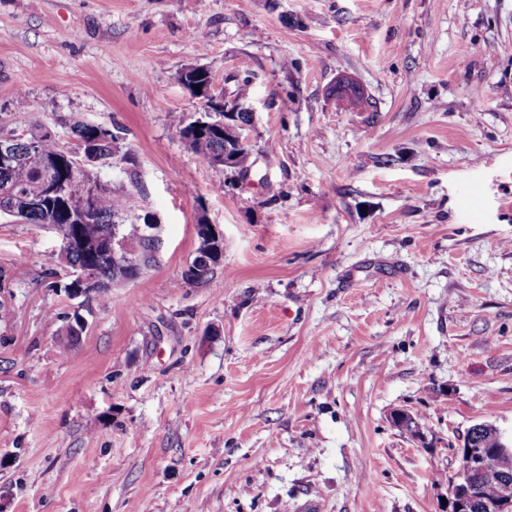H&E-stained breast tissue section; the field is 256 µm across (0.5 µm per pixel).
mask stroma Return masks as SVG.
I'll list each match as a JSON object with an SVG mask.
<instances>
[{
  "mask_svg": "<svg viewBox=\"0 0 512 512\" xmlns=\"http://www.w3.org/2000/svg\"><path fill=\"white\" fill-rule=\"evenodd\" d=\"M187 67L249 80L248 173L173 129ZM76 121L162 247L85 301L0 217V512H448L466 430L512 434V0H0V134ZM206 225L207 226L198 227V230L202 231V236L206 239V244L202 251L197 252V256L194 257L192 262L183 271L181 279L185 283L192 281H204L212 272L214 268L212 266L220 263V261L215 262L211 266L212 258H215L216 256H218V259L221 258L223 253V236L214 224ZM197 257L199 259L198 262L211 267L205 268L197 265ZM390 421L404 435L411 436L419 442L425 439L422 427L411 411L407 409L394 410L390 415Z\"/></svg>",
  "mask_w": 512,
  "mask_h": 512,
  "instance_id": "1",
  "label": "stroma"
}]
</instances>
